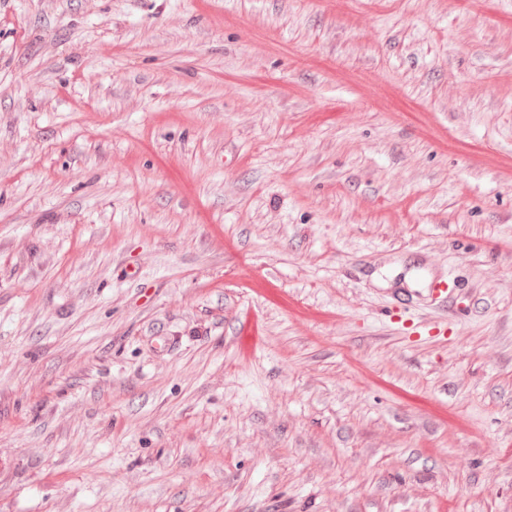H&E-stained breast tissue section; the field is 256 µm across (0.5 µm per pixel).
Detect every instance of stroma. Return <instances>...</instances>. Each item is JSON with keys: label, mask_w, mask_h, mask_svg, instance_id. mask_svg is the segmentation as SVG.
Returning a JSON list of instances; mask_svg holds the SVG:
<instances>
[{"label": "stroma", "mask_w": 512, "mask_h": 512, "mask_svg": "<svg viewBox=\"0 0 512 512\" xmlns=\"http://www.w3.org/2000/svg\"><path fill=\"white\" fill-rule=\"evenodd\" d=\"M0 512H512V0H0Z\"/></svg>", "instance_id": "35a3bbf8"}]
</instances>
